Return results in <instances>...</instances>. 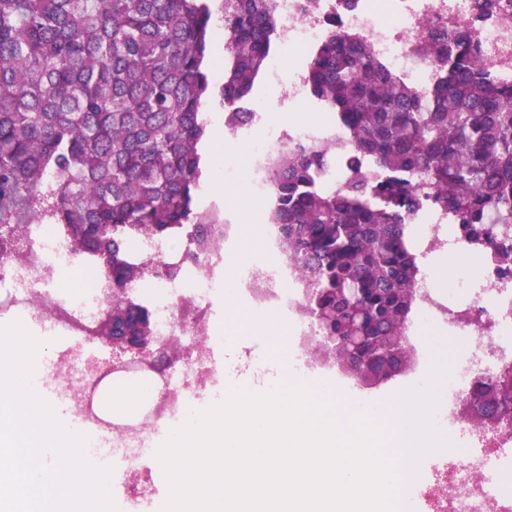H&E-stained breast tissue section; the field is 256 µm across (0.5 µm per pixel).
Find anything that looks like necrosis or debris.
I'll use <instances>...</instances> for the list:
<instances>
[{
    "label": "necrosis or debris",
    "instance_id": "4bbe7bcc",
    "mask_svg": "<svg viewBox=\"0 0 512 512\" xmlns=\"http://www.w3.org/2000/svg\"><path fill=\"white\" fill-rule=\"evenodd\" d=\"M475 0H357L350 9L339 0H277L280 18V43L291 48H309L320 42L329 25L365 38L375 55L392 71L404 76L415 89L429 86L438 74L436 56L419 52L428 29L447 32L468 23H476L482 57L496 76L512 80V0H495L493 9L481 20L473 18ZM349 133L334 113L322 111L317 122L292 124L271 129L267 137L252 143L246 179L249 195L263 204V223L259 243L252 256L234 273L227 274L230 248L236 245L241 228L234 218L212 222L216 243L207 253L194 255L190 241H182L172 251L159 239H142L134 249L138 258L149 260L150 274L162 265L181 264V274L164 280L151 299L154 331L159 343L178 341L186 359L163 372L143 368L139 377L148 389V399L139 418L112 423L118 446L108 448L100 437L89 441L92 452L104 457L115 471L127 476V501L131 512H148L156 493L148 474L128 477L133 458L139 457L149 439L170 422L185 421L189 410L214 402L221 389L214 381L222 363L219 353L223 337L215 330L219 324L215 298L224 289L246 297L252 312L273 310L291 313L293 335L310 338L318 330L302 309L305 285L283 255L279 229L271 218L276 206L271 187L272 163L287 144L308 145L322 141L334 144L320 178L330 187L340 186L349 166L342 150ZM78 262L92 273L89 294L98 304L110 298L104 268L79 253L62 231H50L48 225L35 224L24 236L16 252L0 254V312L21 311L37 322L69 334L74 340L93 336L96 316L88 308L69 305L55 286L62 265ZM197 313V326L184 329L183 309ZM469 322L477 328H489L491 341L479 345L464 342L463 360L448 378V404L457 406L475 380L489 376L494 364L506 352H512V274H504L497 263L486 260L477 288L470 293ZM117 360L109 350L89 356L74 348L59 354L54 367L58 374L77 379L79 394L69 384L58 388V396L70 397L75 417L84 422L98 421L97 409L107 371ZM475 445L466 449L467 464L453 467V478L441 501L444 512H507L512 507L501 488V476L512 469V441L496 431L475 430ZM482 472L481 482H473V472Z\"/></svg>",
    "mask_w": 512,
    "mask_h": 512
}]
</instances>
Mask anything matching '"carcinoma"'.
Wrapping results in <instances>:
<instances>
[{
    "instance_id": "cac0c4a2",
    "label": "carcinoma",
    "mask_w": 512,
    "mask_h": 512,
    "mask_svg": "<svg viewBox=\"0 0 512 512\" xmlns=\"http://www.w3.org/2000/svg\"><path fill=\"white\" fill-rule=\"evenodd\" d=\"M213 0H0V251L49 218L83 254L112 266V288L143 280L141 237L192 232L202 177V107L218 95L228 124L264 72L278 35L274 0H219L224 84L205 59ZM430 39L440 78L420 92L355 35L330 32L306 70L311 96L350 131L345 182L318 181L330 148L285 149L273 176L275 223L323 336L401 335L419 266L408 226L430 199L471 246L512 272V82L490 73L476 22ZM362 289L356 298L346 289ZM512 364L487 378L503 384Z\"/></svg>"
}]
</instances>
